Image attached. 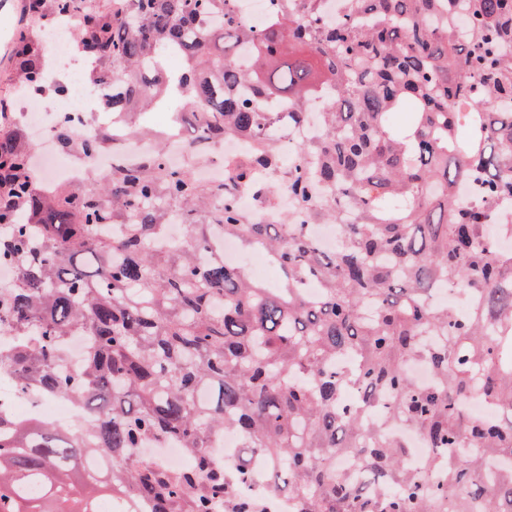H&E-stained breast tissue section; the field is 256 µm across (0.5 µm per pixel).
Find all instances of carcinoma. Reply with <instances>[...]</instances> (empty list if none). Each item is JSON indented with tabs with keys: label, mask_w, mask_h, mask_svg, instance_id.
<instances>
[{
	"label": "carcinoma",
	"mask_w": 512,
	"mask_h": 512,
	"mask_svg": "<svg viewBox=\"0 0 512 512\" xmlns=\"http://www.w3.org/2000/svg\"><path fill=\"white\" fill-rule=\"evenodd\" d=\"M81 9L75 35L117 78L112 113L172 94L200 132L179 164L157 150L75 188L30 181L25 130L0 118V323L15 330L7 363L22 391L74 395L85 430L0 415V512H102L125 499L154 512H266L234 492L258 479L295 512H512V253L488 208L512 198V0H268L254 24L233 0H42ZM16 68L38 88L45 50L17 32ZM182 54L176 75L165 55ZM325 105L313 109L318 98ZM270 100L318 135L288 163ZM66 149L89 140L59 128ZM246 142L224 180L196 168L211 142ZM480 183L471 207L457 194ZM251 196L253 212L238 201ZM288 194L305 214H256ZM179 213L184 239L158 238ZM319 224L340 227L321 244ZM272 252L271 288L211 257L217 238ZM319 289L307 292V285ZM479 301L465 315L431 303L442 288ZM88 339L77 369L66 340ZM434 373L421 385L407 367ZM477 397L502 419L471 414ZM391 418L432 452L416 468L372 425ZM235 431L249 451L229 471L209 439ZM176 439L191 462L169 471L139 456ZM358 468L342 470L336 456ZM271 463L260 471L253 456Z\"/></svg>",
	"instance_id": "1"
}]
</instances>
